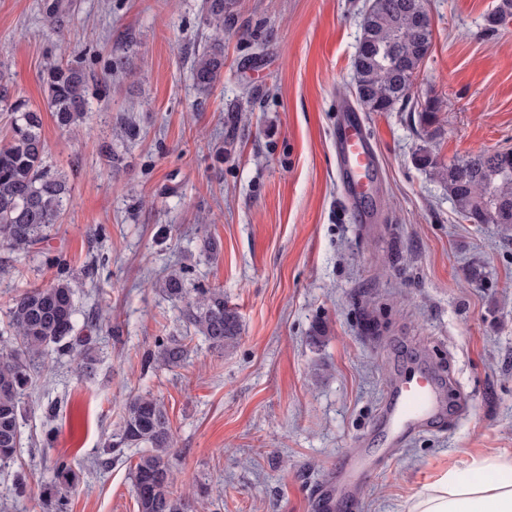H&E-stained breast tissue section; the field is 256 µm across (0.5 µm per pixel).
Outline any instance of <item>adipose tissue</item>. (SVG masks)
Masks as SVG:
<instances>
[{
	"label": "adipose tissue",
	"instance_id": "adipose-tissue-1",
	"mask_svg": "<svg viewBox=\"0 0 512 512\" xmlns=\"http://www.w3.org/2000/svg\"><path fill=\"white\" fill-rule=\"evenodd\" d=\"M405 512H512V457L491 453L449 462L409 497Z\"/></svg>",
	"mask_w": 512,
	"mask_h": 512
}]
</instances>
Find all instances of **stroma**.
Here are the masks:
<instances>
[{"label":"stroma","instance_id":"1","mask_svg":"<svg viewBox=\"0 0 512 512\" xmlns=\"http://www.w3.org/2000/svg\"><path fill=\"white\" fill-rule=\"evenodd\" d=\"M497 2L426 0L433 41L413 98L446 103L430 145L442 161L512 148V21L493 32L484 21ZM44 3L0 0V84L40 112L70 201L29 256L0 247V309L65 268L80 313L101 321L90 372L54 350L34 371L0 512H39L59 457L82 476L71 512H137L134 449L109 464L98 451L145 392L167 409L178 489L209 490L200 512H322L352 448L375 467L336 512H404L448 462L512 455V231L459 219L415 161L413 112L364 113L379 158L364 207L338 178L336 127L355 103L370 0H234L206 95L193 80L212 35L203 0H62L56 31ZM60 60L89 76L78 133L56 126L39 79ZM124 120L136 139L117 137ZM174 271L223 289L242 336L223 354L193 337L167 370L150 358L157 337L185 333L184 304L152 283ZM420 373L446 406L388 448L389 387ZM19 472L23 500L11 494Z\"/></svg>","mask_w":512,"mask_h":512}]
</instances>
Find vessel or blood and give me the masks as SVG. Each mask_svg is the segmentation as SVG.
Instances as JSON below:
<instances>
[{
	"mask_svg": "<svg viewBox=\"0 0 512 512\" xmlns=\"http://www.w3.org/2000/svg\"><path fill=\"white\" fill-rule=\"evenodd\" d=\"M337 148L340 170L352 189L353 198L367 197L376 157L358 113H349L342 119ZM439 407L440 393L432 381L415 379L397 382L390 390L387 410L389 434L394 437L402 435L416 424L437 414Z\"/></svg>",
	"mask_w": 512,
	"mask_h": 512,
	"instance_id": "b4317fda",
	"label": "vessel or blood"
}]
</instances>
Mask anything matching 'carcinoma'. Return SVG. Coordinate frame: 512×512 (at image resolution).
Segmentation results:
<instances>
[{"instance_id": "1", "label": "carcinoma", "mask_w": 512, "mask_h": 512, "mask_svg": "<svg viewBox=\"0 0 512 512\" xmlns=\"http://www.w3.org/2000/svg\"><path fill=\"white\" fill-rule=\"evenodd\" d=\"M233 0H203V23L217 38L197 55L194 80L207 91L224 67V26L231 20ZM426 12L424 0H371L360 23L361 36L354 59L355 90L366 112H392L412 104L417 70L429 53L432 30H419L413 16ZM512 19V0H499L485 17V28L495 30ZM59 128L83 124L89 108L88 75L78 64L47 65L40 75ZM6 109V134L0 141V246L27 254L48 236L70 199L64 175L46 165L41 114L26 101H10L0 87ZM443 103L429 99L419 111L420 136L431 139L435 114ZM420 166L433 171L448 188L459 217L472 224H499L512 229V150L482 152L444 165L424 148L416 156ZM174 300H186L183 318L208 347L224 352L236 347L242 325L238 312L224 299L221 288H189L186 279L171 275L161 284ZM77 309L74 286L59 279L47 287L30 288L12 299L6 326L0 330V468L15 461L21 448V421L26 413V390L35 360L51 347L70 350ZM161 366L181 365L188 355L186 337L158 338ZM124 448L138 449L131 465L138 512H196L197 499L175 487L171 461L173 434L163 402L150 392L134 395L125 404L118 433L105 442L112 455ZM80 477L74 465L57 459L45 482L38 506L42 512H70L68 489Z\"/></svg>"}]
</instances>
